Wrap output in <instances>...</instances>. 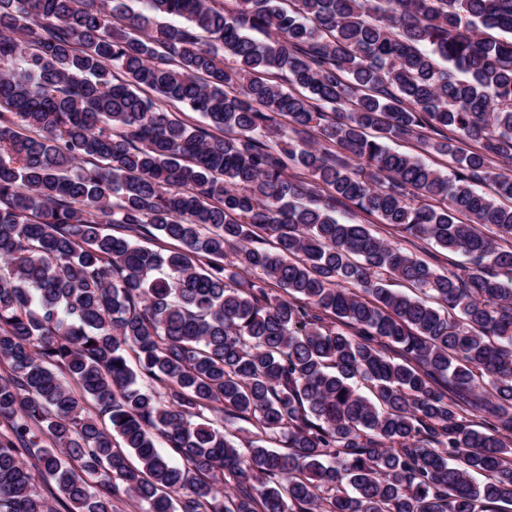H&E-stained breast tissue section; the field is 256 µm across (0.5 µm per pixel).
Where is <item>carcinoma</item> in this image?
<instances>
[{"instance_id":"1","label":"carcinoma","mask_w":512,"mask_h":512,"mask_svg":"<svg viewBox=\"0 0 512 512\" xmlns=\"http://www.w3.org/2000/svg\"><path fill=\"white\" fill-rule=\"evenodd\" d=\"M128 2L0 0V512L512 505V0ZM365 220L362 219L364 224H371L373 230L377 232V235L383 237L391 242H396L401 244L404 247L411 249L413 252L417 253L421 257L430 260L426 255L428 254H436L438 257V262H434L440 269L450 268L448 264L450 261H459L461 258L459 256L449 254L447 251L441 250L439 247H433L432 245L427 244L425 241H416L417 248L408 245L401 236V233L397 232L395 229L391 227L384 226L383 224H379L375 217H364Z\"/></svg>"}]
</instances>
